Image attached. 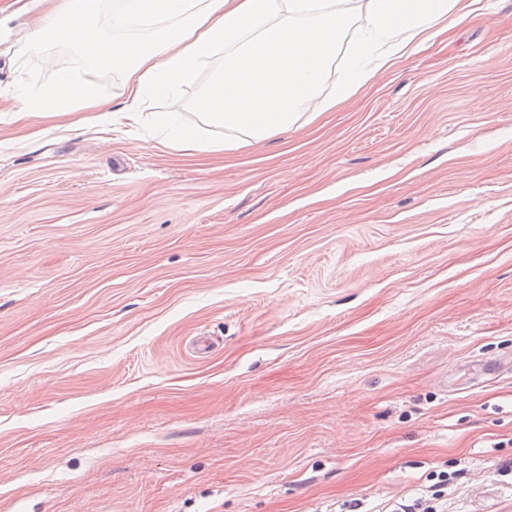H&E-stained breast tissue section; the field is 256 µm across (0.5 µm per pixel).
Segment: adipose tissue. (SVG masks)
Listing matches in <instances>:
<instances>
[{
    "instance_id": "1",
    "label": "adipose tissue",
    "mask_w": 512,
    "mask_h": 512,
    "mask_svg": "<svg viewBox=\"0 0 512 512\" xmlns=\"http://www.w3.org/2000/svg\"><path fill=\"white\" fill-rule=\"evenodd\" d=\"M459 0H365V26L353 47L354 62L324 91L336 45L348 31L353 9L340 0H111L112 20L131 24L133 39H107L94 25L101 0H62L49 22L25 37L29 47L45 38L122 73L132 100L147 91L175 89L214 57L207 87L195 100L201 121L223 129L224 146L266 141L308 114L327 112L372 77L359 59L381 45L376 65H391L414 42L435 36L441 24L459 23ZM50 108L93 109L111 122L96 83L61 78L46 99Z\"/></svg>"
}]
</instances>
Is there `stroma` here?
Masks as SVG:
<instances>
[{"label":"stroma","instance_id":"stroma-1","mask_svg":"<svg viewBox=\"0 0 512 512\" xmlns=\"http://www.w3.org/2000/svg\"><path fill=\"white\" fill-rule=\"evenodd\" d=\"M463 2L201 152L150 115L200 125L212 65L137 126L41 112L63 72L129 98L0 0V512H380L440 470V512H512V0Z\"/></svg>","mask_w":512,"mask_h":512}]
</instances>
